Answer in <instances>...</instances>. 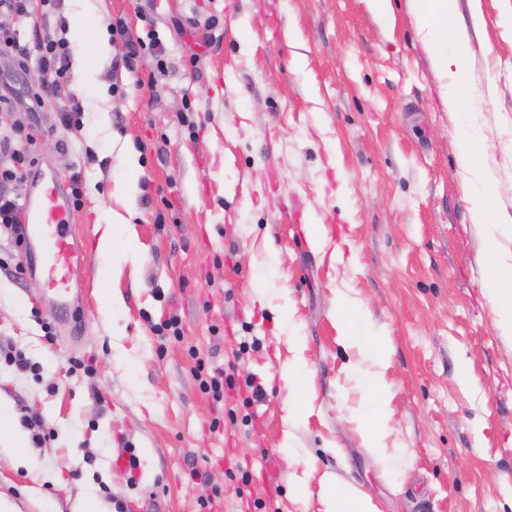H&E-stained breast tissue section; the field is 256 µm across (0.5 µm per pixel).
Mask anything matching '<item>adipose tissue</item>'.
Wrapping results in <instances>:
<instances>
[{
  "instance_id": "ef3b65f1",
  "label": "adipose tissue",
  "mask_w": 512,
  "mask_h": 512,
  "mask_svg": "<svg viewBox=\"0 0 512 512\" xmlns=\"http://www.w3.org/2000/svg\"><path fill=\"white\" fill-rule=\"evenodd\" d=\"M341 336L350 346L363 347L369 369L360 371L365 388V401L360 413L365 428V444L382 471L393 469V458L387 453L384 439L392 416L393 393L384 378L390 348L382 337L369 334L362 305L341 301L337 307Z\"/></svg>"
}]
</instances>
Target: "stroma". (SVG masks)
<instances>
[{
  "label": "stroma",
  "instance_id": "35a3bbf8",
  "mask_svg": "<svg viewBox=\"0 0 512 512\" xmlns=\"http://www.w3.org/2000/svg\"><path fill=\"white\" fill-rule=\"evenodd\" d=\"M392 2L386 21L370 0H65V15L88 16L68 31L71 57L92 56L119 18L163 54L132 73L108 59L72 70L34 112L40 72L0 56L12 103L0 128L24 129L31 157L62 181L81 173L71 227L92 251L71 272L83 293L59 317L0 225V407L46 435L0 443V512H85L91 499L105 512H200L216 494L220 512H321L336 483L378 512L421 500L429 512H512V336L483 287L457 126L407 0ZM457 5L462 19L481 13L468 79L512 212L501 24L512 0ZM491 77L493 99L481 94ZM73 96L83 113L71 129L57 109ZM108 209L125 218L112 227L128 255L119 267L96 250ZM343 297L391 349L396 479L365 446L360 354L336 324ZM283 305L291 324L276 317ZM169 315L180 336L155 331ZM296 336L312 394L292 425L281 372ZM463 362L469 389L455 380ZM218 368L234 382L220 400L201 385ZM250 380L262 398L246 396ZM123 452L138 453V477L114 470Z\"/></svg>",
  "mask_w": 512,
  "mask_h": 512
}]
</instances>
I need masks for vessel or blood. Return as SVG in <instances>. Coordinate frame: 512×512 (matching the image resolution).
Returning a JSON list of instances; mask_svg holds the SVG:
<instances>
[{"mask_svg": "<svg viewBox=\"0 0 512 512\" xmlns=\"http://www.w3.org/2000/svg\"><path fill=\"white\" fill-rule=\"evenodd\" d=\"M71 207L70 184L60 181L53 169H34L22 205L23 247L30 272L44 278L49 305L58 313L70 308V268L88 257L85 244L71 231Z\"/></svg>", "mask_w": 512, "mask_h": 512, "instance_id": "vessel-or-blood-1", "label": "vessel or blood"}]
</instances>
